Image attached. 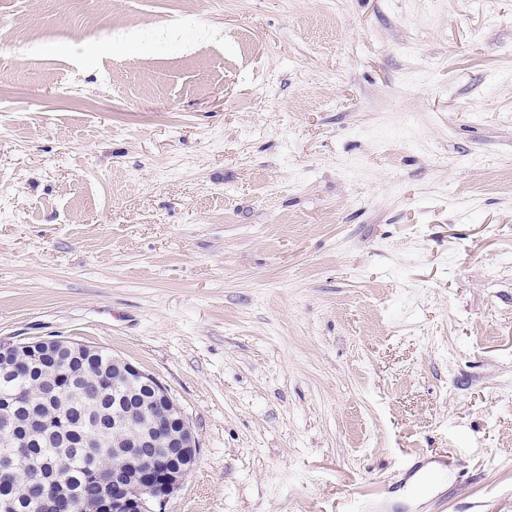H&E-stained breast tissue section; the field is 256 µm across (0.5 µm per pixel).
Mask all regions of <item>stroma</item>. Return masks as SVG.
Segmentation results:
<instances>
[{"mask_svg":"<svg viewBox=\"0 0 512 512\" xmlns=\"http://www.w3.org/2000/svg\"><path fill=\"white\" fill-rule=\"evenodd\" d=\"M512 0H0V341L153 374L167 512H512ZM98 349L95 346L66 339H43L28 343L0 342V365L9 366L10 358L17 353H27L40 357H51L63 364H68L85 354H92Z\"/></svg>","mask_w":512,"mask_h":512,"instance_id":"obj_1","label":"stroma"}]
</instances>
